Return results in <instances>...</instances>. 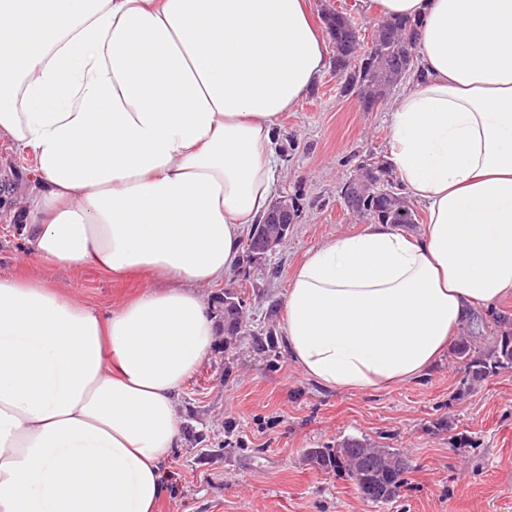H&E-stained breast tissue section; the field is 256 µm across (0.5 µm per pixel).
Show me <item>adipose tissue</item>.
I'll list each match as a JSON object with an SVG mask.
<instances>
[{
    "mask_svg": "<svg viewBox=\"0 0 512 512\" xmlns=\"http://www.w3.org/2000/svg\"><path fill=\"white\" fill-rule=\"evenodd\" d=\"M418 20L388 160L428 222L308 250L283 340L333 391L417 380L512 296V0H373ZM310 0H0V141L36 162L26 261L145 272L105 312L0 274V512H155L176 399L211 354L201 294L277 183L272 135L328 65Z\"/></svg>",
    "mask_w": 512,
    "mask_h": 512,
    "instance_id": "ef3b65f1",
    "label": "adipose tissue"
}]
</instances>
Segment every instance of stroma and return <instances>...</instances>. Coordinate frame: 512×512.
Listing matches in <instances>:
<instances>
[{
	"mask_svg": "<svg viewBox=\"0 0 512 512\" xmlns=\"http://www.w3.org/2000/svg\"><path fill=\"white\" fill-rule=\"evenodd\" d=\"M315 18L329 11L354 22L367 44L379 17L367 0H312ZM394 97L361 111L328 66L274 133L280 162L277 195L295 210L287 242L262 263L242 261L236 281L247 333L227 351L213 350L183 388L177 413L183 440L164 465L168 491L156 512H512V370L464 391L465 372L446 353L420 381L380 391H330L301 376L282 340V301L305 252L358 232L341 188L357 165L387 153ZM35 168L31 156L0 145V192L22 194ZM17 217L0 205V273L22 270L102 310L136 294L140 276L114 280L92 267L26 266ZM512 313V297L477 310L456 332L482 346ZM271 332L274 351L254 349L252 334ZM366 439L404 453L410 463L398 497L379 506L344 473L306 457Z\"/></svg>",
	"mask_w": 512,
	"mask_h": 512,
	"instance_id": "1",
	"label": "stroma"
}]
</instances>
